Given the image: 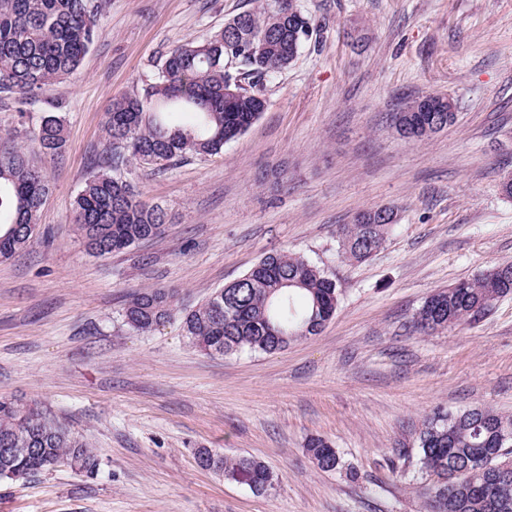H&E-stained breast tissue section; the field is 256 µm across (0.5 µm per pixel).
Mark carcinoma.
Instances as JSON below:
<instances>
[{"mask_svg":"<svg viewBox=\"0 0 512 512\" xmlns=\"http://www.w3.org/2000/svg\"><path fill=\"white\" fill-rule=\"evenodd\" d=\"M313 33L311 18L296 0H260L224 29L197 43L182 40L157 64L152 82L115 97L107 113L105 137L112 162L86 178L71 203V221L86 252L105 256L161 236L167 213L147 206L129 178L118 173L131 160L163 167L187 155L211 157L245 133L265 109L263 82L286 69ZM93 0H0V93L26 98L49 84H61L80 66L98 38ZM419 99L394 116L409 127V138L425 140L457 120L455 112H420ZM0 131V260L28 248L39 236V212L50 191L46 172L37 177L29 149ZM44 154L66 147L64 122L47 110L36 137ZM392 224H368L359 217L344 226L342 255L370 258L387 241ZM501 277L484 272L438 290L416 313L425 330L464 324L485 315L489 299L512 293V262ZM338 306L336 281L306 257L273 252L238 280L213 292L183 317L189 342L207 355L274 353L330 322ZM176 310L175 295L164 289L132 294L124 322L140 333L153 331ZM307 453L324 472L342 469L330 443L313 436ZM416 455L426 475L423 512H512V480L495 477L498 464L512 459V415L491 409L450 414L436 408L422 422ZM196 457L212 458V469L234 478L254 475L260 491L275 474L264 462L242 456L228 460L209 448ZM67 465L89 478L101 462L94 449L35 402L0 396V480L19 482Z\"/></svg>","mask_w":512,"mask_h":512,"instance_id":"cac0c4a2","label":"carcinoma"}]
</instances>
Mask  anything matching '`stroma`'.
Returning a JSON list of instances; mask_svg holds the SVG:
<instances>
[{
  "mask_svg": "<svg viewBox=\"0 0 512 512\" xmlns=\"http://www.w3.org/2000/svg\"><path fill=\"white\" fill-rule=\"evenodd\" d=\"M100 35L62 85L0 93V127L30 144L60 102L67 145L39 155L52 179L39 241L0 262V396L40 402L101 460L91 479L61 466L0 482V512H421L416 440L435 408L512 414V294L482 318L415 329L433 291L512 261V0H297L314 32L264 87L266 108L223 154L137 167L165 233L88 255L70 205L102 159L115 96L153 79L181 39L203 40L254 0H95ZM449 96L454 125L400 137L411 98ZM393 209L395 229L363 262L337 228ZM304 255L335 279V318L275 353L209 356L182 313L265 255ZM144 288L176 295L149 333L122 309ZM344 470L323 472L309 437ZM246 455L273 488L202 469L195 449ZM354 469L356 478L346 476ZM306 447L307 453L319 470L331 472L342 469L340 455L325 439L318 436L310 437Z\"/></svg>",
  "mask_w": 512,
  "mask_h": 512,
  "instance_id": "1",
  "label": "stroma"
}]
</instances>
